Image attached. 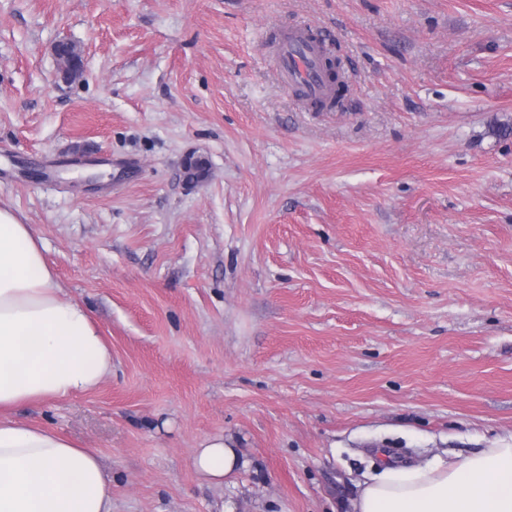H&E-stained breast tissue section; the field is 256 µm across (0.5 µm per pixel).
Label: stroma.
Returning a JSON list of instances; mask_svg holds the SVG:
<instances>
[{"label":"stroma","mask_w":512,"mask_h":512,"mask_svg":"<svg viewBox=\"0 0 512 512\" xmlns=\"http://www.w3.org/2000/svg\"><path fill=\"white\" fill-rule=\"evenodd\" d=\"M308 27L342 109L276 71ZM506 122L512 0H0V207L112 348L13 418L97 451L112 512H351L383 462L511 444ZM69 41L58 40L52 47L53 55L55 56L57 63L58 60L64 64H59L58 67L60 74L65 81H73L77 76L82 74L83 71V60L82 57L73 56L70 54L69 48L66 43ZM243 464V455L232 440L225 441L224 435H216L191 457V466L205 481L221 483L233 475Z\"/></svg>","instance_id":"stroma-1"}]
</instances>
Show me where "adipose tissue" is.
I'll return each mask as SVG.
<instances>
[{"label": "adipose tissue", "instance_id": "ef3b65f1", "mask_svg": "<svg viewBox=\"0 0 512 512\" xmlns=\"http://www.w3.org/2000/svg\"><path fill=\"white\" fill-rule=\"evenodd\" d=\"M112 371V350L89 310L68 299L28 225L0 209V512H112V477L99 454L58 432L16 421L30 402L94 390ZM217 435L191 465L221 482L242 465ZM354 512H512V444L466 457L383 465Z\"/></svg>", "mask_w": 512, "mask_h": 512}]
</instances>
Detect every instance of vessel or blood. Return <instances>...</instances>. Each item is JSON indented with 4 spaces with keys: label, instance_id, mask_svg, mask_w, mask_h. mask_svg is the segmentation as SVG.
<instances>
[{
    "label": "vessel or blood",
    "instance_id": "obj_1",
    "mask_svg": "<svg viewBox=\"0 0 512 512\" xmlns=\"http://www.w3.org/2000/svg\"><path fill=\"white\" fill-rule=\"evenodd\" d=\"M277 61L281 80L287 88L303 91L312 99L327 95L328 85L320 69L317 50L304 33L291 31L282 36Z\"/></svg>",
    "mask_w": 512,
    "mask_h": 512
}]
</instances>
